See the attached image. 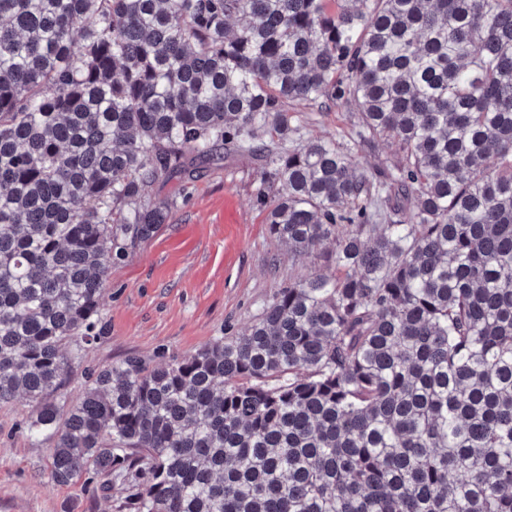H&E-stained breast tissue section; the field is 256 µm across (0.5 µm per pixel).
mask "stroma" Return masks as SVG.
<instances>
[{
    "mask_svg": "<svg viewBox=\"0 0 512 512\" xmlns=\"http://www.w3.org/2000/svg\"><path fill=\"white\" fill-rule=\"evenodd\" d=\"M309 137L349 141L355 116L336 103L299 106ZM261 160L231 154L190 180L157 184L156 200L178 193V206L153 237L112 266L102 308L103 333L83 347V360L66 387L83 391L85 373L137 355L150 365L189 356L214 337L240 334L274 294L326 271L319 254H293L272 240L266 212L253 191ZM232 203L238 223L224 221ZM24 399L0 406V512H117L120 489L106 492L55 484L47 464L50 442L32 441L21 428Z\"/></svg>",
    "mask_w": 512,
    "mask_h": 512,
    "instance_id": "obj_1",
    "label": "stroma"
}]
</instances>
